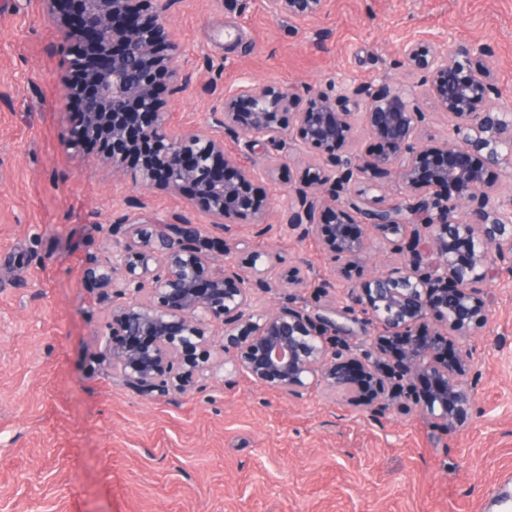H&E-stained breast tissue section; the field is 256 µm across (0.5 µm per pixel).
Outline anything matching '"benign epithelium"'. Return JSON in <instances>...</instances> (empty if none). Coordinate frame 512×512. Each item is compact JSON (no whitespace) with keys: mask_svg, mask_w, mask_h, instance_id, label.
Returning a JSON list of instances; mask_svg holds the SVG:
<instances>
[{"mask_svg":"<svg viewBox=\"0 0 512 512\" xmlns=\"http://www.w3.org/2000/svg\"><path fill=\"white\" fill-rule=\"evenodd\" d=\"M42 2L49 19L63 18L61 107L80 105L68 148L80 154L89 140L112 141L114 174L134 157L140 188L190 189L194 206L223 231L264 208L259 176L224 153L221 136L167 130L157 89L166 78L176 94L192 79L178 67L181 46L165 32L175 0ZM264 4L274 17L305 22L327 0ZM490 57L484 44L450 46L440 34L403 44L397 66L407 84L331 82L301 93L243 83L225 91L212 124L241 132L242 151H318L313 172L289 194L288 230L346 260L339 274L352 282L359 308L321 302L325 282L314 287L312 306H258L257 295L277 283L297 287L300 268L281 270L277 253L262 249L251 253L246 273L232 259V242L203 236L185 219L155 231L126 221L112 225L124 242L85 269V281L112 303L98 342L107 366L142 396L189 392L227 373L292 395L318 385L344 390L378 411L414 405L441 426L465 422L464 363H448L439 346L487 324L484 288L512 271V195L495 196L476 162L512 149V108L490 101ZM428 104L448 115L439 136L425 124ZM357 117L379 151L351 148ZM360 180L394 182L402 197L351 193ZM365 224L395 236L401 266L365 274L357 263ZM217 324L218 346L210 339ZM357 334L359 343L340 340Z\"/></svg>","mask_w":512,"mask_h":512,"instance_id":"obj_1","label":"benign epithelium"}]
</instances>
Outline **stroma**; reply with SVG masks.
<instances>
[{"mask_svg":"<svg viewBox=\"0 0 512 512\" xmlns=\"http://www.w3.org/2000/svg\"><path fill=\"white\" fill-rule=\"evenodd\" d=\"M165 25L192 85L168 103V129L207 130L215 97L259 86L378 85L410 39L448 34L492 51V102L512 105V0H330L306 24L262 0H178ZM58 27L35 0H0V512H503L512 502V275L489 283L488 324L456 336L470 357V416L440 428L418 409L371 415L318 387L289 396L242 376L184 394L142 396L96 362L106 318L82 282L125 220L182 217L220 237L183 196L114 176L95 150L63 139ZM267 170L262 218L238 220L235 257L270 248L282 267L349 284L318 240L284 224L305 156L240 154Z\"/></svg>","mask_w":512,"mask_h":512,"instance_id":"1","label":"stroma"}]
</instances>
